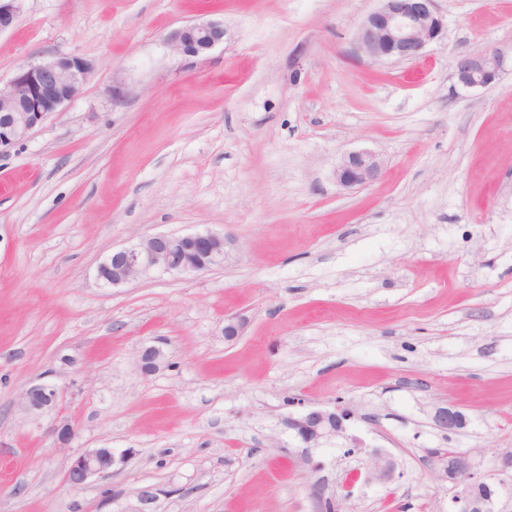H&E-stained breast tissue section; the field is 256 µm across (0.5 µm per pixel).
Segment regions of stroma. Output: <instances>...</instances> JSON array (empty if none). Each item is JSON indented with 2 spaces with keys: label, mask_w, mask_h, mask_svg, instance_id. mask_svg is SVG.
Returning a JSON list of instances; mask_svg holds the SVG:
<instances>
[{
  "label": "stroma",
  "mask_w": 512,
  "mask_h": 512,
  "mask_svg": "<svg viewBox=\"0 0 512 512\" xmlns=\"http://www.w3.org/2000/svg\"><path fill=\"white\" fill-rule=\"evenodd\" d=\"M378 0H24L0 85L55 55L92 60L80 95L0 158V512H319L369 455L346 512H448V452L512 454V68L456 84V60L512 50V0H438L445 37L413 62L357 55ZM223 22L206 56L166 36ZM382 177L346 188L342 156ZM209 230L224 266L104 287L129 239ZM239 319L236 339L224 320ZM166 365L146 375L141 347ZM37 380L78 386L27 415ZM351 413L306 448L286 421ZM454 407L465 426L440 429ZM68 419L73 433L61 441ZM111 448L82 490L67 460ZM384 161L369 150L347 153L336 166V180L344 187L362 186L378 180Z\"/></svg>",
  "instance_id": "35a3bbf8"
}]
</instances>
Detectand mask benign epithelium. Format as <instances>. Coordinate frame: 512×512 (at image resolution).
Segmentation results:
<instances>
[{"instance_id": "1", "label": "benign epithelium", "mask_w": 512, "mask_h": 512, "mask_svg": "<svg viewBox=\"0 0 512 512\" xmlns=\"http://www.w3.org/2000/svg\"><path fill=\"white\" fill-rule=\"evenodd\" d=\"M23 0H0V34L11 29ZM355 36V50L379 62H404L420 58L425 49L446 34L444 16L437 0H378ZM167 44L177 53L202 57L224 42V25L201 20L171 32ZM508 56L501 50L465 55L454 66L453 77L464 88H484L494 83L506 70ZM94 70L91 61L79 56H58L24 65L5 87H0V158L21 145L31 132L51 114L73 101ZM384 161L369 150L347 153L336 166V180L344 187L362 186L378 180ZM231 242L221 234L198 232L185 235L155 234L139 238L113 251L98 266V278L109 288H118L135 279L157 273L170 276L201 274L224 265ZM164 365L163 351L147 346L138 353L142 373L152 374ZM66 393L47 382L25 389V409L40 415L49 411L62 413ZM350 413L341 408H311L288 418V431L307 448H317L340 435ZM437 425L455 433L465 425L464 415L451 408L436 411ZM116 463L110 448H94L70 458L64 473L73 489L84 488L91 480H104ZM393 469L390 458L377 454L366 464L368 477L385 479ZM438 477L452 484L453 495L448 512H512V497L499 504V490L512 482V454L503 460L494 477L478 474L467 454L456 452Z\"/></svg>"}]
</instances>
